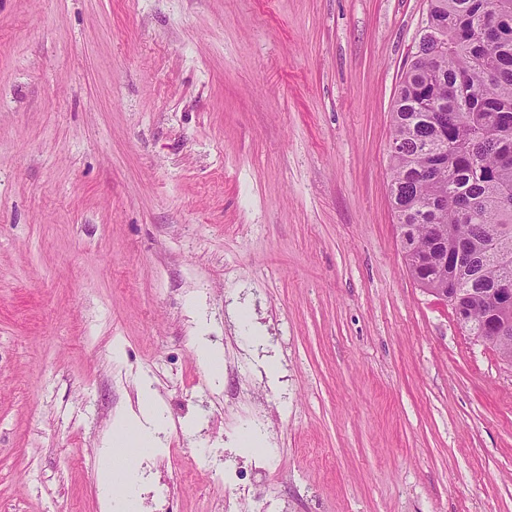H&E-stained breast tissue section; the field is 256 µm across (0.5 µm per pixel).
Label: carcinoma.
<instances>
[{"instance_id": "carcinoma-1", "label": "carcinoma", "mask_w": 512, "mask_h": 512, "mask_svg": "<svg viewBox=\"0 0 512 512\" xmlns=\"http://www.w3.org/2000/svg\"><path fill=\"white\" fill-rule=\"evenodd\" d=\"M438 38L401 77L392 111L391 202L412 226L408 273L456 295L462 328L512 357V286L494 241L512 252V0H429Z\"/></svg>"}]
</instances>
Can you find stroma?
<instances>
[{
    "mask_svg": "<svg viewBox=\"0 0 512 512\" xmlns=\"http://www.w3.org/2000/svg\"><path fill=\"white\" fill-rule=\"evenodd\" d=\"M426 10L0 0V512H130L101 471L146 384L177 512L223 454L288 512H512V363L390 204Z\"/></svg>",
    "mask_w": 512,
    "mask_h": 512,
    "instance_id": "obj_1",
    "label": "stroma"
}]
</instances>
